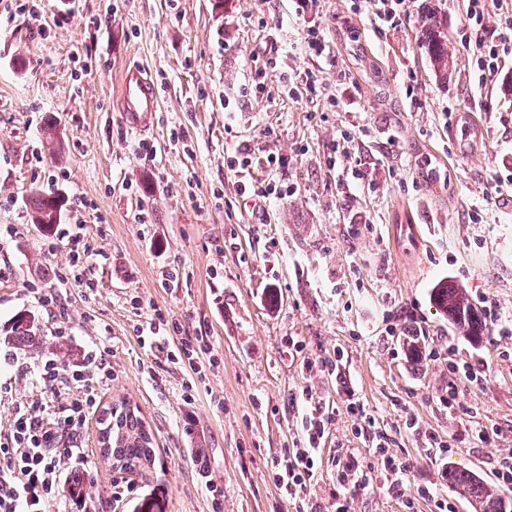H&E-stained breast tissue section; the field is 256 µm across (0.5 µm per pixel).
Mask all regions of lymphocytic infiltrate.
Wrapping results in <instances>:
<instances>
[{
	"mask_svg": "<svg viewBox=\"0 0 512 512\" xmlns=\"http://www.w3.org/2000/svg\"><path fill=\"white\" fill-rule=\"evenodd\" d=\"M502 0H468L470 28H494L495 42L475 38L470 46L471 71L477 85L496 79L501 63L512 55V10H501L497 26H490L492 7ZM42 397L15 408L7 433H0V512H53L61 499L64 465L78 459L77 437L96 404L95 387L110 380L112 369L100 349L86 348L79 360L61 365L49 360L34 369ZM302 441L292 461L275 474L279 488L299 497L312 476L314 458L328 424L312 395H305Z\"/></svg>",
	"mask_w": 512,
	"mask_h": 512,
	"instance_id": "1",
	"label": "lymphocytic infiltrate"
}]
</instances>
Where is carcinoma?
Instances as JSON below:
<instances>
[{
	"label": "carcinoma",
	"mask_w": 512,
	"mask_h": 512,
	"mask_svg": "<svg viewBox=\"0 0 512 512\" xmlns=\"http://www.w3.org/2000/svg\"><path fill=\"white\" fill-rule=\"evenodd\" d=\"M419 35L422 47L429 56L430 65L439 78L448 80V71L454 67L453 53L448 46V18L433 10L419 18ZM64 199L57 193L43 194L35 191L30 196L32 223L49 231L60 223ZM433 303L460 333L472 341L484 336L485 323L480 309L471 301L468 291L456 284L439 283L432 291ZM37 335L35 316L18 313L5 334L0 336V345L5 347L36 348L41 343ZM116 415L103 412L102 433L98 434L99 451L112 462L115 469L131 472L137 467L151 463L155 450L154 438L146 430L142 419L128 403L114 405ZM448 483L457 493L466 498L475 512H508L512 503L498 489L462 470L448 471Z\"/></svg>",
	"instance_id": "carcinoma-1"
}]
</instances>
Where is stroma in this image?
I'll return each mask as SVG.
<instances>
[{
  "instance_id": "stroma-1",
  "label": "stroma",
  "mask_w": 512,
  "mask_h": 512,
  "mask_svg": "<svg viewBox=\"0 0 512 512\" xmlns=\"http://www.w3.org/2000/svg\"><path fill=\"white\" fill-rule=\"evenodd\" d=\"M425 4L409 0L401 26L379 29L350 0H0V228L16 230L0 242V330L27 311L45 340L0 366L12 386L0 427L59 345L73 360L105 348L112 379L78 437L83 460L65 470L93 475L94 512H334L340 499L349 512H432L424 499L405 508L378 480L337 482L338 447L373 459L354 405L387 434L406 489L437 484L457 512H474L442 470L497 485V462L512 454V335L489 325L469 342L430 292L458 283L512 323V62L491 84L470 81L466 0H442L456 66L439 81L418 44ZM311 28L323 55L306 46ZM352 32L374 74L350 52ZM136 69L159 100L141 133L118 110L121 79ZM344 132L363 179L335 158ZM241 150L254 180L285 183L286 198L241 194L230 168ZM272 153L287 170L266 167ZM35 190L64 195L61 227L97 254L94 291L60 286L71 255L64 244L46 251L30 218ZM402 224L422 237L404 239ZM157 312L207 337L208 351L174 364L143 345L137 328ZM409 336L425 343L420 360ZM452 359L478 362V378L449 372ZM452 383L456 414L442 401ZM306 390L329 423L295 502L274 463L301 438ZM120 399L156 446L154 462L128 475L96 445L102 408ZM429 433L451 452H428Z\"/></svg>"
}]
</instances>
